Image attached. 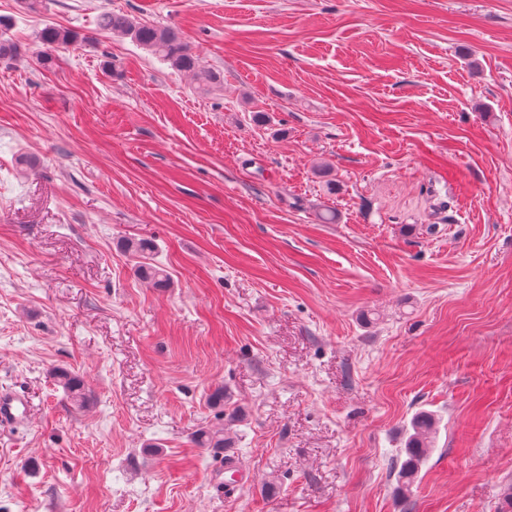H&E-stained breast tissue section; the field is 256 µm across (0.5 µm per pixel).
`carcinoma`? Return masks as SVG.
Returning <instances> with one entry per match:
<instances>
[{
  "instance_id": "carcinoma-1",
  "label": "carcinoma",
  "mask_w": 512,
  "mask_h": 512,
  "mask_svg": "<svg viewBox=\"0 0 512 512\" xmlns=\"http://www.w3.org/2000/svg\"><path fill=\"white\" fill-rule=\"evenodd\" d=\"M97 29L103 36L114 34L128 37L136 45L151 53L153 56L168 63L176 71L194 72L203 86L211 88L218 84L217 76L209 71L200 69L199 56L185 41L181 31L173 26H160L137 19L128 14L112 9H104L97 17ZM77 32L55 25H47L41 29L39 39L44 51L39 57L43 67H50L55 62L53 52L70 46L77 42ZM122 248L141 259L136 268L137 275L150 283L154 288H167L170 286V277L167 271L147 261V255L152 250L151 241L147 239L125 240ZM59 386H61L72 402L82 407L86 402V393L82 379L68 371L58 369L54 372ZM410 427L412 433L408 434L404 452L406 460L397 471L398 489L410 490L418 473V466L429 451V439L436 428V419L433 414L420 411L414 415ZM196 444L201 448H226L229 437L224 435V429L214 431H201L194 437Z\"/></svg>"
}]
</instances>
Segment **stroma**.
<instances>
[{
    "label": "stroma",
    "mask_w": 512,
    "mask_h": 512,
    "mask_svg": "<svg viewBox=\"0 0 512 512\" xmlns=\"http://www.w3.org/2000/svg\"><path fill=\"white\" fill-rule=\"evenodd\" d=\"M105 7L179 28L220 90L97 35ZM0 18V390L32 403L0 426V512H512V0ZM47 23L79 35L48 69ZM137 275L144 281L150 283L153 288H167L170 286V277L167 271L150 262L139 261L136 268ZM53 375L72 404L79 407L84 406L86 393L82 379L78 375L63 369L56 370ZM410 427L412 433L408 437L403 448L406 460L397 471V483L400 491H409L418 473V466L427 455L431 435L436 428V419L433 414L420 411L414 415Z\"/></svg>",
    "instance_id": "obj_1"
}]
</instances>
